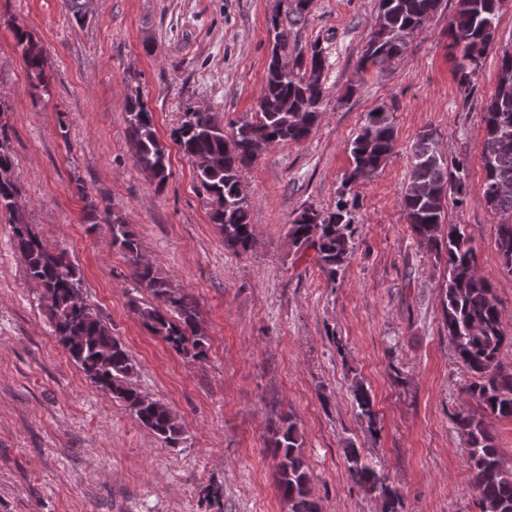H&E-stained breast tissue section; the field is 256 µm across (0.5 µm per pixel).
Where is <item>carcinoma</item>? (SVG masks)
Listing matches in <instances>:
<instances>
[{"label": "carcinoma", "mask_w": 512, "mask_h": 512, "mask_svg": "<svg viewBox=\"0 0 512 512\" xmlns=\"http://www.w3.org/2000/svg\"><path fill=\"white\" fill-rule=\"evenodd\" d=\"M504 0H457L450 37L455 71L463 91L473 89V76L494 39ZM286 8L270 21L274 46L286 53L294 29L307 22L312 0H285ZM441 0H379L374 25L359 62V73L385 60L404 56L405 33L422 30L437 12ZM17 46L30 78L43 82L48 59L23 30L15 34ZM324 48L315 42L309 53L298 50L294 67L278 71L268 62L255 113L249 119L229 124L216 113L186 109L174 140L191 158L207 161L196 168V179L211 197V220L224 237V245L247 252L255 244L249 224L250 202L239 197L240 173L251 167L257 155L255 142L270 145L299 143L306 139L322 115L325 74ZM125 112L134 163L162 186L169 177V155L160 142L154 115L140 96L129 97ZM482 164L483 194L489 207L502 216L497 224L498 248L503 265L512 274V59H499L498 82L484 106ZM397 132L390 110L377 107L366 113L357 135L349 142L352 166L346 173L343 191L331 210L308 207L300 211L288 228L297 250L313 251L312 260L336 284L355 245L358 225L354 209L357 193L352 186L360 176L381 170L395 154ZM14 159L0 149V212L9 214L16 247L22 254L26 273L43 288L54 336L69 357L101 390L112 394L144 427L170 447L186 441L183 426L164 404L144 395L133 384L135 365L112 331L82 297L83 278L63 250L47 244L19 216V188L13 177ZM465 168L443 157L435 135L424 132L417 138L409 157V178L403 194L405 218L419 247L446 255L447 272L442 285L441 306L444 329L454 344L459 362L471 375L464 388L468 400L481 409L455 414V424L466 438L472 482L478 492L481 512H512V468L502 462L486 418H512V366L501 363L499 354L506 339L503 311L491 285L476 270L470 240L459 226L441 235L448 199L463 203ZM109 245L123 253L134 268L138 284L153 300L133 299L132 308L143 325L174 351L188 359L206 356L208 338L201 326L195 303L144 260L140 243L131 226L119 215L108 225ZM175 318L167 317V312ZM353 400L358 417L368 429L376 426L373 399L363 382H355ZM303 440L292 416L273 434L278 457L276 486L287 512H320L314 498L311 476L302 450ZM350 478L365 492L380 491L396 512L398 493L386 485L375 468L358 450L347 451Z\"/></svg>", "instance_id": "1"}]
</instances>
